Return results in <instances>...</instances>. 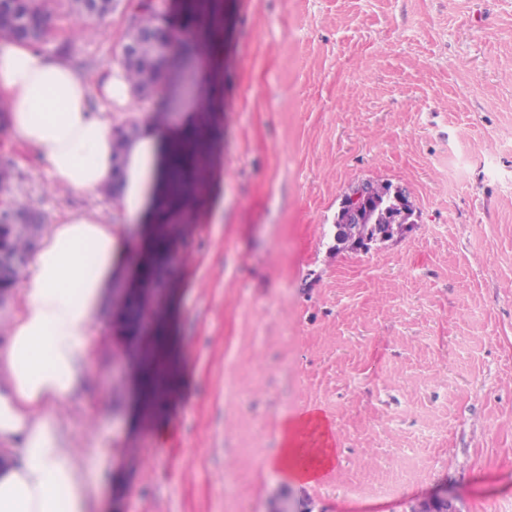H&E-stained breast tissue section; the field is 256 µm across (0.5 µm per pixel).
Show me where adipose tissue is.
<instances>
[{
    "instance_id": "adipose-tissue-1",
    "label": "adipose tissue",
    "mask_w": 512,
    "mask_h": 512,
    "mask_svg": "<svg viewBox=\"0 0 512 512\" xmlns=\"http://www.w3.org/2000/svg\"><path fill=\"white\" fill-rule=\"evenodd\" d=\"M130 87L108 67L88 83L61 57L27 42H0V99L8 129L33 152L53 181L75 193L96 192L122 176L119 207L142 216L162 145L173 134L144 126L122 171L112 159L114 129L91 98L118 104ZM119 225L99 212L70 214L50 225L30 255L18 309L0 344V512H93L107 462L81 448L59 414L93 377L95 324L116 263L124 255ZM273 463L312 484L334 461L317 413L286 422Z\"/></svg>"
}]
</instances>
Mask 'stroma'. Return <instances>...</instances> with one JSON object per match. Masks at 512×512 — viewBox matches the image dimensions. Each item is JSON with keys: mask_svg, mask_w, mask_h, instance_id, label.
<instances>
[{"mask_svg": "<svg viewBox=\"0 0 512 512\" xmlns=\"http://www.w3.org/2000/svg\"><path fill=\"white\" fill-rule=\"evenodd\" d=\"M220 102L205 137L206 202L187 209L157 303L183 395L142 415L122 292L154 244L105 193L52 187L0 124L9 198L123 224L92 362L67 410L106 449L100 512H512V0H223ZM122 12L74 27L53 0L42 45L79 73L110 66ZM200 47L115 125L187 135ZM391 184L413 215L369 250L337 248L358 183ZM326 418L319 482L269 466L283 420ZM168 436H161V426Z\"/></svg>", "mask_w": 512, "mask_h": 512, "instance_id": "obj_1", "label": "stroma"}]
</instances>
